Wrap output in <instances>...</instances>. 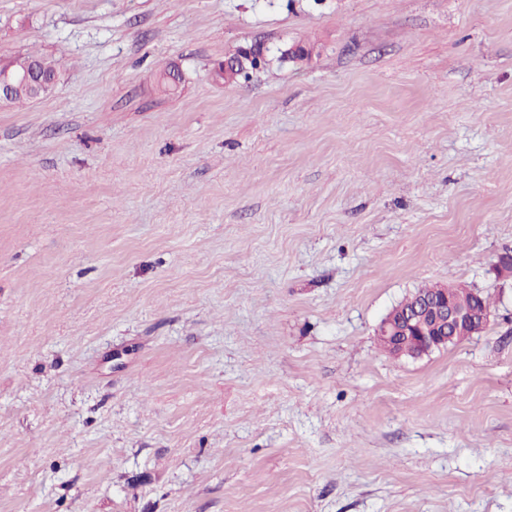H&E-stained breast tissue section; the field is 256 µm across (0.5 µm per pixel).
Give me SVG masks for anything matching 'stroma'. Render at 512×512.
I'll list each match as a JSON object with an SVG mask.
<instances>
[{
    "instance_id": "35a3bbf8",
    "label": "stroma",
    "mask_w": 512,
    "mask_h": 512,
    "mask_svg": "<svg viewBox=\"0 0 512 512\" xmlns=\"http://www.w3.org/2000/svg\"><path fill=\"white\" fill-rule=\"evenodd\" d=\"M255 41L319 49L213 83ZM28 53L0 512H512V0H0ZM448 282L484 331L381 349ZM34 62L39 64L46 74L57 76L58 79L60 61L53 57L31 54L5 62V65L11 66L15 71L23 72L28 70ZM56 81V79L46 80L40 75L37 67H33L22 75H15L11 74L9 69L0 66V102H5L21 86H27L38 96L46 95L54 87ZM239 61H242V57L240 55L229 56L217 64V67L224 66V69L236 66ZM220 69L218 72H214L213 81L219 85H232L235 83H239L242 78H247L249 73L242 67H238L236 70L234 68H230L228 70Z\"/></svg>"
}]
</instances>
